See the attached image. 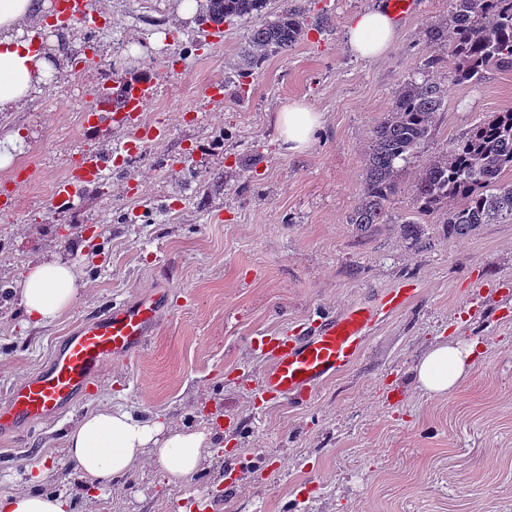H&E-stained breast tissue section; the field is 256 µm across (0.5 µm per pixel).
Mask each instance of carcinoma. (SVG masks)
<instances>
[{"label":"carcinoma","instance_id":"cac0c4a2","mask_svg":"<svg viewBox=\"0 0 512 512\" xmlns=\"http://www.w3.org/2000/svg\"><path fill=\"white\" fill-rule=\"evenodd\" d=\"M267 0H209L201 25L236 19L249 25V63L260 65L271 50L286 52L304 35L301 8L281 10L275 19L255 25ZM431 45L448 46L451 78L477 83L486 69L512 67V0H453L448 23L428 31ZM445 87L410 80L387 116L373 130L365 160L366 179L349 223L380 224L398 190L397 161L410 158L429 138L445 104ZM512 109L475 124L449 143L446 153L423 167L413 184L417 212L446 211L448 237L469 234L481 224L512 221Z\"/></svg>","mask_w":512,"mask_h":512}]
</instances>
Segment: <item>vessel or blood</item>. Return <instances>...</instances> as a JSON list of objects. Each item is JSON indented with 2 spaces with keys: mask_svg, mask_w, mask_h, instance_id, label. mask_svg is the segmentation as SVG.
<instances>
[{
  "mask_svg": "<svg viewBox=\"0 0 512 512\" xmlns=\"http://www.w3.org/2000/svg\"><path fill=\"white\" fill-rule=\"evenodd\" d=\"M156 95L149 80L117 78L105 99L114 123L141 126V118ZM107 168L103 155L85 153L53 187L51 202L73 204L81 185L100 180ZM164 296L155 292L133 302L110 304L87 319L50 356L47 363L11 390L0 406V436L63 420L76 398L95 387L104 367L114 358L141 353L156 330ZM376 322L374 312L353 306L338 315L319 316L311 332L295 336L260 335L250 346L268 360L258 385L270 400L309 402L316 386L351 365Z\"/></svg>",
  "mask_w": 512,
  "mask_h": 512,
  "instance_id": "b4317fda",
  "label": "vessel or blood"
}]
</instances>
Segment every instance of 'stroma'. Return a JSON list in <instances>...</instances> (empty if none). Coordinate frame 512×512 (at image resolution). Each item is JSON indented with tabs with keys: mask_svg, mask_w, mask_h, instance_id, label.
<instances>
[{
	"mask_svg": "<svg viewBox=\"0 0 512 512\" xmlns=\"http://www.w3.org/2000/svg\"><path fill=\"white\" fill-rule=\"evenodd\" d=\"M381 2L269 0L271 16L287 3L304 7L308 27L251 71L242 62L248 27L238 21L214 39L195 20L176 21L181 0H90L108 22L80 27L83 64L60 60L51 87L0 114V138L16 132L26 144L0 170V193L16 197L0 210V285L9 293L0 302V403L111 302L168 296L144 352L105 366L63 421L0 437V495L66 493L76 512H176L194 497L210 512H512V223L452 239L441 213L415 215L412 195L421 167L449 142L512 108V69H489L476 84L423 70L427 32L446 22L451 0H419L397 20L383 57L358 58L345 26ZM131 41L141 51L122 67L155 81L146 120L161 134L73 207L54 208L52 187L79 154L105 155L130 137L108 112L86 126L83 107ZM427 77L448 88L435 130L401 163L384 223L356 228L349 216L372 131L406 81ZM211 85L221 99L205 94ZM288 99L324 119L301 153L286 151L275 128ZM48 258L72 264L85 287L62 319L35 326L16 288L31 263ZM402 288L411 291L405 306L382 314L356 361L307 405L257 398L268 363L251 337L293 336L313 328L316 310L378 308ZM448 341L477 343V365L452 394L435 397L414 367ZM104 407L210 428L218 445L181 486L147 460L91 490L66 457L64 434ZM215 408L223 421L211 417ZM230 464L236 484L218 494ZM40 467L49 476L33 481Z\"/></svg>",
	"mask_w": 512,
	"mask_h": 512,
	"instance_id": "stroma-1",
	"label": "stroma"
}]
</instances>
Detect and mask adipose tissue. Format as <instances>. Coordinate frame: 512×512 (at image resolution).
<instances>
[{
	"mask_svg": "<svg viewBox=\"0 0 512 512\" xmlns=\"http://www.w3.org/2000/svg\"><path fill=\"white\" fill-rule=\"evenodd\" d=\"M49 6V0H0V112L22 108L31 95L57 72L59 52L55 40L31 48L24 29ZM397 27L385 8H370L352 17L346 43L360 58L385 52L395 40ZM280 137L288 151L299 153L313 142L322 116L305 102H284L276 117ZM82 289L73 265L58 260L31 265L21 281L20 298L29 323L43 325L64 316ZM473 345L443 343L417 364L421 389L446 396L456 390L472 369ZM69 460L88 488L99 489L151 457L168 484L177 485L199 468L211 432L188 425L165 428L140 421L122 409L104 408L84 416L66 437ZM0 512H72L70 500L61 495L17 492L0 495Z\"/></svg>",
	"mask_w": 512,
	"mask_h": 512,
	"instance_id": "obj_1",
	"label": "adipose tissue"
}]
</instances>
